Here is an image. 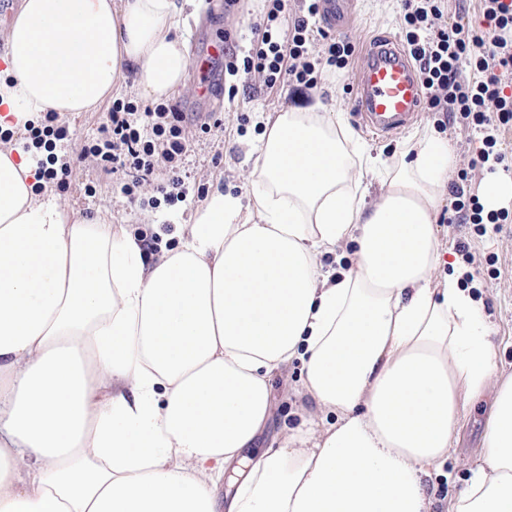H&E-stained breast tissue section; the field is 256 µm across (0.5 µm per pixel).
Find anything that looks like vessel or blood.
Here are the masks:
<instances>
[{
	"instance_id": "1",
	"label": "vessel or blood",
	"mask_w": 512,
	"mask_h": 512,
	"mask_svg": "<svg viewBox=\"0 0 512 512\" xmlns=\"http://www.w3.org/2000/svg\"><path fill=\"white\" fill-rule=\"evenodd\" d=\"M356 0H321L320 22L331 30L349 27L355 18ZM224 62V43L216 41L197 56L194 65L207 81L197 94L211 96ZM356 113L362 126L376 136H392L417 120L424 92L417 67L400 41L377 36L365 53L353 85Z\"/></svg>"
}]
</instances>
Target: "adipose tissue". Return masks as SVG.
I'll use <instances>...</instances> for the list:
<instances>
[{
    "mask_svg": "<svg viewBox=\"0 0 512 512\" xmlns=\"http://www.w3.org/2000/svg\"><path fill=\"white\" fill-rule=\"evenodd\" d=\"M181 26L175 0H23L0 130L93 111L128 75L169 99ZM452 162L431 128L388 162L334 108L290 107L264 123L252 203L213 193L149 260L0 146V512H432L430 470L489 389L483 464L453 510L512 512V374L434 224ZM348 241L353 264L322 270ZM296 359L315 412L219 503Z\"/></svg>",
    "mask_w": 512,
    "mask_h": 512,
    "instance_id": "1",
    "label": "adipose tissue"
}]
</instances>
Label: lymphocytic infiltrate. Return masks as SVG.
Listing matches in <instances>:
<instances>
[{
    "instance_id": "1",
    "label": "lymphocytic infiltrate",
    "mask_w": 512,
    "mask_h": 512,
    "mask_svg": "<svg viewBox=\"0 0 512 512\" xmlns=\"http://www.w3.org/2000/svg\"><path fill=\"white\" fill-rule=\"evenodd\" d=\"M444 2L402 0L403 41L418 67L429 111L449 114L453 123L481 134L476 157L448 186L449 223L499 224L512 215L485 211L470 182L473 171L500 159L501 132L512 127V8L505 0H478L486 28L476 31L466 22H448ZM318 13L319 0H301L293 16L287 15L285 0H270L266 16L253 26L256 41L242 61L227 63L228 75L258 78L270 92L287 83L311 90L318 84L319 68H346L356 53V42L338 37L327 41L321 51H311ZM189 133L178 105L150 106L118 98L78 155L58 151V144L71 140L73 131L56 112L28 123L21 141L23 149L45 151V159L38 162V177L58 190L68 189L77 164L89 161L105 174H127L123 193L155 208L160 202L173 204L187 197L183 161L191 146ZM159 171L164 172L165 182L156 185L154 196L143 197V186Z\"/></svg>"
}]
</instances>
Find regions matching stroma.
<instances>
[{"label":"stroma","instance_id":"stroma-1","mask_svg":"<svg viewBox=\"0 0 512 512\" xmlns=\"http://www.w3.org/2000/svg\"><path fill=\"white\" fill-rule=\"evenodd\" d=\"M175 2L182 18L187 21L184 35L193 55L205 50L227 31L231 32L233 41L240 48H249L254 38L251 26L266 12L264 0H239L231 13L213 18L209 15L212 0ZM400 15V0H358L355 22L347 28L346 34L354 39L358 51H365L378 34L399 35ZM357 67V62L353 61L347 69L340 71L323 68L317 88L308 93L287 84L277 93L267 95L253 84L235 102L220 97L208 104L194 98L193 89L199 81V74L196 68H188L184 85L173 95V102L185 112L188 124H195L208 109L213 108L223 111L225 126L220 137L194 138L185 159L190 188L186 201L173 207L165 204L156 209L141 207L121 193L115 179L98 174L88 163L77 167L69 189L62 194V201L67 208L88 217L100 212L108 213L113 223L122 225L129 233L159 231L166 241L178 244L179 225L193 223L195 212L202 204L196 194L198 186H206L210 191L224 190L242 200H249L251 171L257 158L255 148L263 131L261 117L289 107L307 105L312 97L342 112L345 122L359 135L372 155L395 160L408 135L403 132L376 139L366 134L352 108L351 87ZM243 114L249 118L244 125L238 122ZM420 123L435 128L440 136L447 139L454 154V166L449 169L448 176L456 178L458 169L466 167L480 147L477 135L451 125H439L435 115L428 111L423 113ZM89 181L97 189L92 197L85 196L82 190L83 183ZM450 206V196H443L435 214L438 241L441 248L449 250L455 249L460 242L468 244L475 257L471 266L475 293L482 299L490 316L498 365L502 371L512 373V222L498 227L487 226L481 233L471 224L448 223ZM304 376L302 363L295 361L272 378L270 417L258 436L257 450L277 446L283 434L298 428L306 412L312 409L310 399L299 393ZM491 402V395L486 394L466 407L447 459L432 469L428 489L433 497V512H452L457 496L468 485L473 469L479 465Z\"/></svg>","mask_w":512,"mask_h":512}]
</instances>
